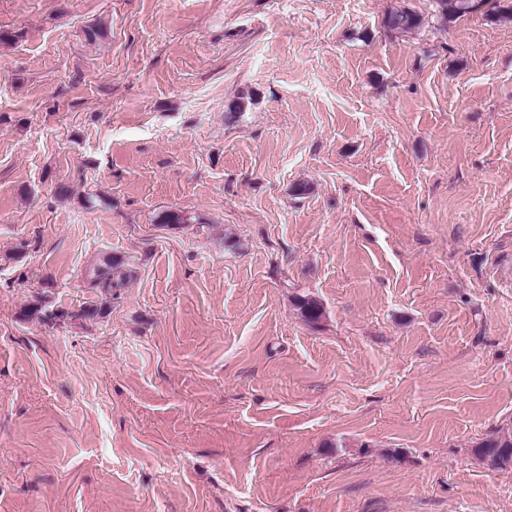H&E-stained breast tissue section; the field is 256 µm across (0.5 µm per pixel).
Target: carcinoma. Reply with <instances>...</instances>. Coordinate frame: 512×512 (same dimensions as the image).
<instances>
[{"label":"carcinoma","mask_w":512,"mask_h":512,"mask_svg":"<svg viewBox=\"0 0 512 512\" xmlns=\"http://www.w3.org/2000/svg\"><path fill=\"white\" fill-rule=\"evenodd\" d=\"M433 6L435 15L446 21L477 12L495 22L512 21V0H433ZM423 22V16L419 12L404 7L388 13L383 19L382 26L390 34H403L419 28ZM121 265L122 260L112 258L86 277L87 287L104 297V303L94 302L69 311L50 309L37 298L25 309L24 316L56 323L64 320H93L103 316L107 305L112 303V289L125 285V278L114 277L115 270ZM298 306L307 323L315 325L321 319L322 309L315 300L303 297L299 299ZM474 452L494 469L511 468L512 432L504 431L483 439L475 446Z\"/></svg>","instance_id":"cac0c4a2"}]
</instances>
